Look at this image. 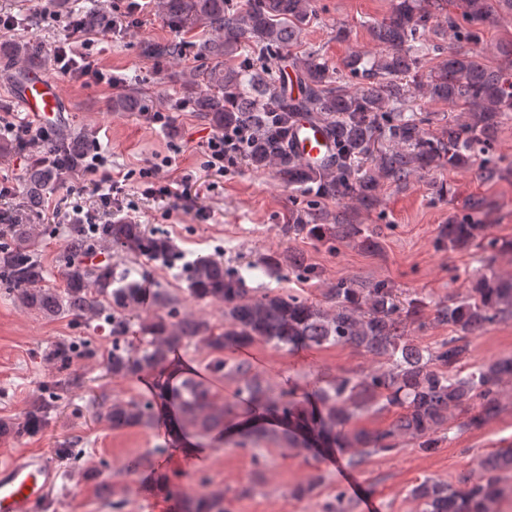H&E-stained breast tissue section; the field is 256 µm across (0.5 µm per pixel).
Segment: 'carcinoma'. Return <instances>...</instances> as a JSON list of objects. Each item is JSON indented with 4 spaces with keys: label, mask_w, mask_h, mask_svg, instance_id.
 I'll return each mask as SVG.
<instances>
[{
    "label": "carcinoma",
    "mask_w": 512,
    "mask_h": 512,
    "mask_svg": "<svg viewBox=\"0 0 512 512\" xmlns=\"http://www.w3.org/2000/svg\"><path fill=\"white\" fill-rule=\"evenodd\" d=\"M439 0H391L387 19L372 27L385 54L356 53L344 66L333 70L321 58L308 53L293 58L300 73V92L295 97L281 86L278 73L281 51L297 43L304 26L316 16L313 0H247L233 9L230 0H156V11L174 29H202L208 38L197 45V54L211 64L185 68L178 75L182 98L202 112L219 130L249 126L256 131L247 158L256 169L275 167L280 179L317 197L358 201L370 207L379 182L401 183L424 168H465L472 153L485 157V176L501 170L494 138L512 112V73L490 68L483 57L470 52H451L440 58L435 69L424 74L437 47L430 43V24L436 17L422 6ZM493 12L491 0H465L463 21L448 15L444 23L459 43L478 41L482 26ZM75 19L86 28H103L110 18L92 9L80 8ZM261 45L266 53L260 70L248 63L224 65V59L243 55L246 48ZM151 57H175L177 44H149ZM0 55L22 68L47 63L31 42L0 43ZM408 77L414 88L428 98L463 106L468 118L450 123L441 135L422 127V119L405 115ZM112 110L150 112L146 94L129 89L112 98ZM306 114L324 125L336 141L337 156L327 169H314L288 151V133L298 117ZM386 139L392 148L373 155L376 140ZM87 133L57 129L46 143L54 160L73 169L83 164ZM374 159V172L363 165ZM63 174L34 157L26 167L24 195L33 211ZM454 216L444 226L442 240L450 249H463L486 235L487 225L473 212ZM10 239L0 242V287L11 291L19 304L46 316L66 315L84 321L101 320L112 336L107 370L114 376L138 378L161 370L169 354L194 341L214 354L209 369L218 376L239 379L238 396L261 408V421L235 424V435L253 444L278 440L293 448H371L390 453L409 436L424 452L437 448L436 434L448 423L452 408L478 404L463 423L480 428L500 411L503 379L512 376V356L467 368L470 335L512 315V278L489 269L471 282L465 296L438 307L434 319L451 328L452 335L434 347L419 348L407 336V325L423 321L427 303L420 298L402 300L384 281L357 285L338 280L326 291L332 302L324 308L294 294L267 291L248 297L244 278L224 262L199 256L188 275L190 294L198 300L225 305L230 322L212 325L183 318L174 321L159 314L143 318L144 344L129 347L119 343L129 327V315L142 304L139 284L119 277L112 262H94V257L112 250L150 260L168 262L178 256L166 236L141 224L117 220L110 224H75L69 231L63 256L64 284L44 285L45 270L32 245L38 225L21 224L16 216L3 218ZM290 227L322 240H354L361 235L358 224L340 217L334 228L310 224L299 212L288 216ZM256 342L279 349L298 347L355 346L391 363L387 370L365 375H339L314 392L316 404L307 407L290 391L277 394L250 374L235 354ZM75 346L59 343L46 353L57 369H68ZM76 384L70 378L54 382L51 390L37 397L23 421L0 419V437L34 435L48 423L58 392ZM158 396L177 405L179 425L207 437L228 424L230 406L214 401L211 387L193 377L180 383L159 385ZM396 414L385 429L369 432L353 427L358 415L372 406ZM105 419L114 429L151 427L155 423L151 401L114 402ZM512 471V448H499L482 461L481 480L453 488L446 482L425 479L411 489L423 512H491L501 493V473ZM180 512H228L224 494L207 490L186 495Z\"/></svg>",
    "instance_id": "obj_1"
}]
</instances>
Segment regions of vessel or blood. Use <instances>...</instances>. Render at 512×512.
<instances>
[{"label": "vessel or blood", "instance_id": "b4317fda", "mask_svg": "<svg viewBox=\"0 0 512 512\" xmlns=\"http://www.w3.org/2000/svg\"><path fill=\"white\" fill-rule=\"evenodd\" d=\"M21 108L30 115L49 119L60 108L55 84L41 74H30L14 92ZM294 153L306 164L327 167L333 164L336 149L325 128L308 118H300L288 136ZM339 476L353 489L358 512H379L376 498L357 494L358 477L347 466ZM60 472L52 460L40 455H21L0 464V512H41L50 492L57 486Z\"/></svg>", "mask_w": 512, "mask_h": 512}]
</instances>
